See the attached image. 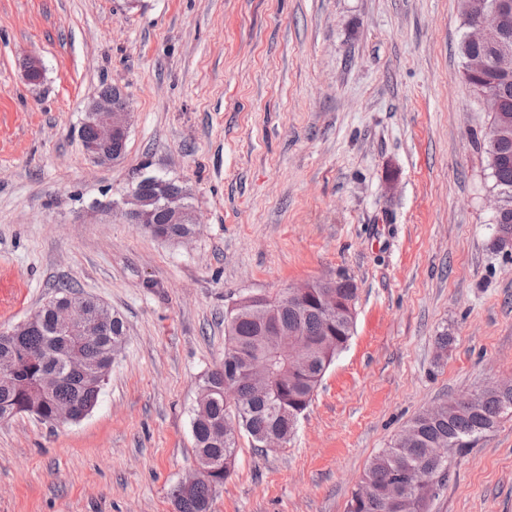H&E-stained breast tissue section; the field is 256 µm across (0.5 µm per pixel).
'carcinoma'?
Returning <instances> with one entry per match:
<instances>
[{
	"instance_id": "1",
	"label": "carcinoma",
	"mask_w": 512,
	"mask_h": 512,
	"mask_svg": "<svg viewBox=\"0 0 512 512\" xmlns=\"http://www.w3.org/2000/svg\"><path fill=\"white\" fill-rule=\"evenodd\" d=\"M493 0H461L464 25L468 26L479 10ZM463 60L470 57L491 59L492 46H478L461 41ZM462 78L480 96L489 88L503 91L508 111L492 116V127L507 133L511 140L499 151H487V166L497 194L505 199L508 210L496 222V232L512 236V79L503 78L490 69L474 77L462 71ZM152 235L169 240L191 236L193 224H168L162 208L153 213V223L143 225ZM357 288L352 279L340 278L335 307L322 309L320 291H315L298 304L283 308L277 324L289 330L298 328L312 344L304 364L296 366L280 360L272 369H261L253 377L234 384L227 383L230 374L240 370L243 362L234 359L223 363L204 379L192 418V436L197 463L215 468V476H230L236 460L238 435L242 432L255 443L271 433L293 435L296 424L308 408L315 390L326 373L324 360L334 362L346 348L355 322ZM71 299L89 311L105 315L111 309L92 296L71 288L57 293L21 327L15 336L0 337V362L8 372L0 374V421L18 414H30L48 422L56 406L72 403L87 413L96 406L103 383L111 370L110 355L125 344L122 319L112 314L108 335L82 342L86 358L82 371L68 365V354L74 338L64 335L56 325L53 304ZM267 295L245 296L229 311L225 330V353L248 357L268 351L263 336L261 311ZM512 411V385H487L475 405H458L443 409L438 415H418L393 439L389 446L374 456L362 480L352 494L347 512H427L428 503L448 483L451 455L472 447L486 432L495 427L500 417ZM418 469L434 478V484L410 487L404 477ZM178 512H211V482L204 480L192 491L179 487L174 492Z\"/></svg>"
}]
</instances>
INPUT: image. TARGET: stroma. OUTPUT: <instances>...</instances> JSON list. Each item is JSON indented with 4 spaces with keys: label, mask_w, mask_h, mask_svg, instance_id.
<instances>
[{
    "label": "stroma",
    "mask_w": 512,
    "mask_h": 512,
    "mask_svg": "<svg viewBox=\"0 0 512 512\" xmlns=\"http://www.w3.org/2000/svg\"><path fill=\"white\" fill-rule=\"evenodd\" d=\"M464 31L460 0H0V328L63 286L126 327L83 420L0 422V512H177L192 411L249 294L350 277L354 332L286 447L240 435L212 512H346L414 417L512 378ZM106 85L132 122L97 164L80 132ZM151 174L185 187L188 241L127 220ZM451 470L430 512H512V413Z\"/></svg>",
    "instance_id": "stroma-1"
}]
</instances>
